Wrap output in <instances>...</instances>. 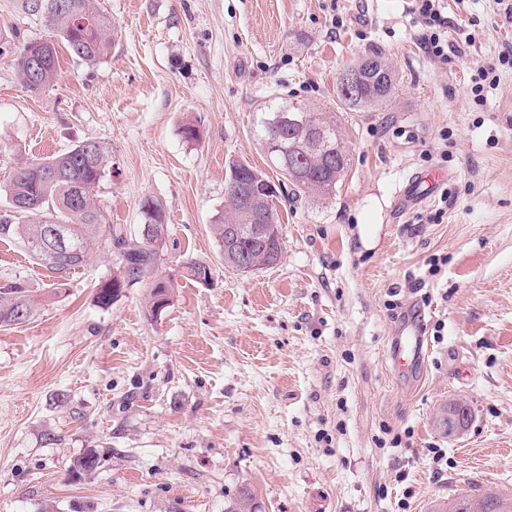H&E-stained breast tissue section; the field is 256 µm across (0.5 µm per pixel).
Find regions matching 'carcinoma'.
Listing matches in <instances>:
<instances>
[{"label": "carcinoma", "mask_w": 512, "mask_h": 512, "mask_svg": "<svg viewBox=\"0 0 512 512\" xmlns=\"http://www.w3.org/2000/svg\"><path fill=\"white\" fill-rule=\"evenodd\" d=\"M31 0H18L23 13L38 19L50 29L54 38L27 41L20 46L5 39L0 42V56L10 55L26 88L35 94L54 86L59 77L56 45L64 44L71 54L93 64L108 53L114 32L112 19L103 14L99 0H41L38 13L30 8ZM50 46L45 63L37 73L29 68V57ZM371 67L363 70L359 86L346 91L337 85L340 100L353 108L366 109L382 104L394 91L391 66L380 51L363 57ZM296 115L303 121L297 127L269 123L280 113ZM256 132L261 145L277 138L279 150L272 154L273 169L291 185L292 193L311 201L326 200L348 166V154L336 120L301 102L284 105L275 99L262 102L257 109ZM107 152L98 141L87 140L70 150L26 162L13 173L4 192L11 213L0 215V239L11 238L37 263L62 277L82 266L92 246L104 241L119 250L120 277L97 288L98 302L106 307L125 286L137 284L158 269L160 247L168 237V224L162 204L147 197L141 203L139 237L124 238L121 229L106 223L93 198V191L106 175ZM267 175L239 161L229 163L224 179V206L211 225L214 240L224 256V263L239 270L247 265L255 271L271 266L282 256V225L275 205L279 187L262 193L246 205L239 190ZM238 231L236 245L228 243L229 234ZM185 278L201 285L211 282V267L189 262ZM170 279L159 278L152 285L147 311L159 315L169 303ZM31 313L26 289L19 283L0 286V324H20ZM101 457L88 448L70 460L68 471L88 474L100 467ZM254 490L243 485L225 505L224 512H257ZM434 512H512V496L496 486L476 493L461 494L449 503L438 504Z\"/></svg>", "instance_id": "cac0c4a2"}]
</instances>
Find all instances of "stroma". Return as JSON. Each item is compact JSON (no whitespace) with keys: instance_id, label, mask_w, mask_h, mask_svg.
Instances as JSON below:
<instances>
[{"instance_id":"1","label":"stroma","mask_w":512,"mask_h":512,"mask_svg":"<svg viewBox=\"0 0 512 512\" xmlns=\"http://www.w3.org/2000/svg\"><path fill=\"white\" fill-rule=\"evenodd\" d=\"M101 5L107 56L60 50L52 89L28 92L0 56V214L19 165L102 142L109 224L136 236L142 200L163 205L171 300L150 317L147 278L100 307L121 268L108 244L62 278L0 240V285L22 282L32 304L0 325V512H224L244 484L259 512H431L469 486L512 493V67L498 63L512 24L496 0H443L444 62L407 0ZM1 35L49 32L0 0ZM376 49L392 96L345 106L341 73ZM491 65L499 82L475 104L470 76ZM274 97L335 113L349 168L323 203L283 190V255L243 273L211 224L229 162L267 167L255 118ZM431 167L447 183L401 206ZM191 261L211 266L209 285L183 277ZM410 323L428 349L401 377L391 353ZM458 398L473 420L451 438L435 417ZM88 448L101 467L72 476Z\"/></svg>"}]
</instances>
